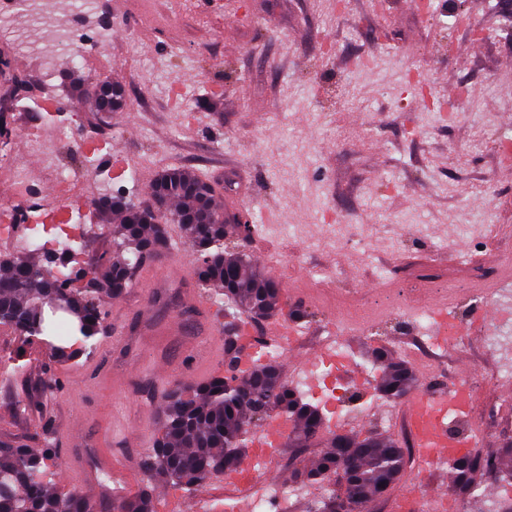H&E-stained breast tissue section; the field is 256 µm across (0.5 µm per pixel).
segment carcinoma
<instances>
[{"label": "carcinoma", "instance_id": "1", "mask_svg": "<svg viewBox=\"0 0 512 512\" xmlns=\"http://www.w3.org/2000/svg\"><path fill=\"white\" fill-rule=\"evenodd\" d=\"M96 110L116 112L126 102L124 86L104 80L90 89ZM154 204L136 206L122 192H112L94 202L104 223L120 217L113 239V256L89 279L90 287H72L43 271L53 265L18 259H0V322L10 324L23 340H41L51 358L65 362L73 352L65 342L69 335L91 351L103 333L107 304L127 293L133 270L169 247L167 225L179 224L199 259L194 276L212 291L215 302L227 301L262 318L278 314L284 306L279 282L253 265L239 252L224 251V238L238 232L228 223L229 214L217 202L214 185L187 167L163 170L150 186ZM229 337L224 372L197 385L177 386L162 397L161 418L152 451L142 469L193 491L215 473L231 474L244 458L224 455L239 434L257 420L281 417L294 423V443L303 446L321 434V410L305 401L281 380L279 366L269 362L243 369L244 354L237 325L225 323ZM380 369L378 391L388 398H402L419 387L408 364L384 348L375 351ZM409 463L403 446L394 441L356 439L336 435L311 465L296 468L293 481H321L329 473L338 478V491L312 504L311 512H336V500L346 499L355 512L386 496ZM448 492L460 500L475 495L477 475H490L499 463L479 454L450 462ZM43 456L19 441H0V512H80L84 492L59 495L43 480ZM121 512H155L152 495L141 490L127 497Z\"/></svg>", "mask_w": 512, "mask_h": 512}]
</instances>
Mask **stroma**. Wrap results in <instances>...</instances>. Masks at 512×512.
I'll return each mask as SVG.
<instances>
[{
	"label": "stroma",
	"instance_id": "35a3bbf8",
	"mask_svg": "<svg viewBox=\"0 0 512 512\" xmlns=\"http://www.w3.org/2000/svg\"><path fill=\"white\" fill-rule=\"evenodd\" d=\"M132 2L97 0L98 17L112 21V49L58 78L63 123L85 142L111 139L99 168L104 191L149 204L152 181L175 165L232 180L225 204L252 217L246 253L279 280L286 310L307 313L301 348L322 342L342 318L315 300L308 273L318 268L338 289L365 292L369 317L348 326L343 342L369 366L377 348L396 355L408 347L420 321L401 265L425 258L450 267L460 251L476 252L489 274L485 292L462 282L422 296L457 309L491 305L501 321L436 349L434 377L415 372L434 390L467 373L484 383L482 408L511 402L512 384L496 381L501 359L487 341L512 336V240L482 248L488 226L478 217L491 204L497 223L512 225V167L498 149L501 137L512 139V0H147L136 17ZM106 77L126 88L125 107L107 115L73 89ZM6 116L0 203L12 198L17 168L51 191L25 143L36 113ZM120 161L135 165V182L111 178ZM350 224L365 248L348 241ZM282 225L291 236L279 234ZM168 233L171 248L138 267L127 294L107 305L91 353L56 363L42 343L0 324V440L49 448L45 480L57 492L70 490L61 479L66 458L92 469L115 456L143 459L160 417L155 368L167 370L169 384L188 385L191 367L224 352V309L197 286L198 255L180 228ZM287 255L301 265L279 266ZM192 295L210 302L209 315L194 314L182 336L147 334ZM385 403L372 393L353 414L358 437L403 441ZM116 421L144 431V443L113 441ZM449 481L448 471L412 463L385 504Z\"/></svg>",
	"mask_w": 512,
	"mask_h": 512
}]
</instances>
